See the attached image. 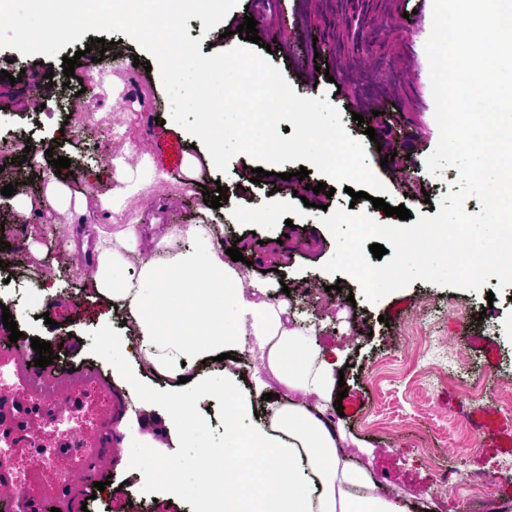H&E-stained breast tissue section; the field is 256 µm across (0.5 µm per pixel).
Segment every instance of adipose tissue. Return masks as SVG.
<instances>
[{
    "label": "adipose tissue",
    "mask_w": 512,
    "mask_h": 512,
    "mask_svg": "<svg viewBox=\"0 0 512 512\" xmlns=\"http://www.w3.org/2000/svg\"><path fill=\"white\" fill-rule=\"evenodd\" d=\"M223 67L224 58L217 54L194 60L199 92L208 101L191 137L200 152L186 154L184 160L186 184L193 192L199 189L202 170H214L223 161L220 118L233 100L251 99L257 105L242 115L240 142L248 150L267 145L259 132L270 120V102L287 103L292 111L313 107L312 102L289 98L283 85L257 72L251 61L242 68L255 73L254 82L228 83L222 95L209 96L211 78ZM272 147L341 170L353 155L335 132L322 128L312 139ZM112 165L116 184L99 201L110 213L121 211L127 198L159 176L146 155L134 164L118 156ZM215 235V225L208 223L174 229L156 225L148 232L127 224L97 235L91 287L122 311V333L105 331L104 342L112 347V371L128 393L159 407L166 423L186 436L197 425L199 399L215 393L224 399V444L199 448L201 475L192 487L181 484L173 464H152L151 449L130 458V466L172 496L191 495L196 512H404L344 454L346 435L330 417L335 369L312 330L298 322L287 298L269 296L266 283L247 279L242 267L224 262L213 244ZM146 249L165 250L169 256L161 264L142 262L137 275H124L131 256ZM131 347L143 362L142 370L128 371L120 361ZM227 352L258 355L267 370L268 379L257 380L250 396H242L232 383L216 387L197 374L205 360L212 371L223 372L217 357ZM148 373L164 381L163 392L146 387ZM276 383L302 394V401L265 400ZM256 410L261 413L257 424L242 428L243 419Z\"/></svg>",
    "instance_id": "1"
}]
</instances>
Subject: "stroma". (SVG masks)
Wrapping results in <instances>:
<instances>
[{
    "mask_svg": "<svg viewBox=\"0 0 512 512\" xmlns=\"http://www.w3.org/2000/svg\"><path fill=\"white\" fill-rule=\"evenodd\" d=\"M404 12L402 0H395L399 93L384 95L379 106L405 115L410 137L388 167L380 165L384 152L373 149L360 159L371 181H361L353 173L313 170L305 179L310 193L294 196L283 175L299 171L305 155L283 154L271 165L260 152L243 153L238 138L241 116L232 109L223 119L224 161L206 187L212 192L227 187L246 208L264 206L273 196L286 198L271 223L228 224L220 239L237 242L248 261L247 273L265 277L275 287L286 284L290 302L303 306L302 320L316 327L318 343L344 372L347 395L341 422L359 440L347 453L371 479L406 512H470L464 496L440 490L442 468L452 467L462 477H491L493 496L512 505V410L491 396L492 391L512 388V286L500 287L495 276L479 290L417 280L371 304L350 276L322 269L336 249L333 235L320 221L324 211L353 205L368 209L376 197L393 207L405 206L412 217L428 216L459 176L454 167L437 176L426 167L440 130L429 72L416 77L404 65L408 34L415 26L414 18ZM248 15L259 26L290 34V49L270 53L239 38L236 29ZM290 15L287 9L261 13L254 10L252 0H238L211 31H204L200 18H190L188 35L199 40L201 53L252 58L287 85L292 97L319 105V115L308 120L278 108L272 127L277 138L296 142L323 126L344 141L364 142L366 136L356 121L368 113L364 102L340 93L337 83L325 76L317 87L307 88L295 68L298 58L315 53L325 56L327 66H335L336 57L323 41V18L313 19L308 36L295 38ZM94 37V32H86L55 57H24L0 48V71L9 73L0 78V136L27 140L38 150L49 147L54 156L70 158L71 174L65 182L72 192L91 200L109 194L115 185L112 157L130 151L153 158L164 179L129 198L112 218L87 221L86 230L148 223L160 205L165 208L164 224L197 223L200 196L189 193L178 175L187 132L172 119L161 80L144 69L150 54L122 33H108L105 41L120 42L124 56L111 68L97 70L83 53ZM74 55L80 56L81 65L68 79L63 60ZM13 75L18 78L14 84L9 81ZM269 165L278 179L265 176L252 183L253 169ZM0 167L8 170L0 176V188L15 177H27L34 202L26 217L11 207L0 209V240L9 244L0 249V303L17 318L22 361L38 356L32 339L50 342L53 374L69 377L65 394L97 404L107 422L101 432L90 425L84 429L101 450L97 479L106 488L86 507L76 506L71 512H193L192 500H169L163 487L129 472L126 461L147 438L155 458L175 462L180 480L193 483L197 446L224 443L220 401L202 402L199 430L191 441L134 402L113 376L112 352L102 344L103 327L121 330V318L106 312L85 290L87 275L96 268L95 256L71 248L70 224L42 198L51 170L12 164L7 153H0ZM320 182L333 187L334 195L316 191ZM354 191L360 192V199H351ZM290 220L295 223L291 229L286 226ZM81 368L100 373L110 396L107 403L71 379V371ZM475 380L482 382L483 393H469Z\"/></svg>",
    "mask_w": 512,
    "mask_h": 512,
    "instance_id": "35a3bbf8",
    "label": "stroma"
}]
</instances>
